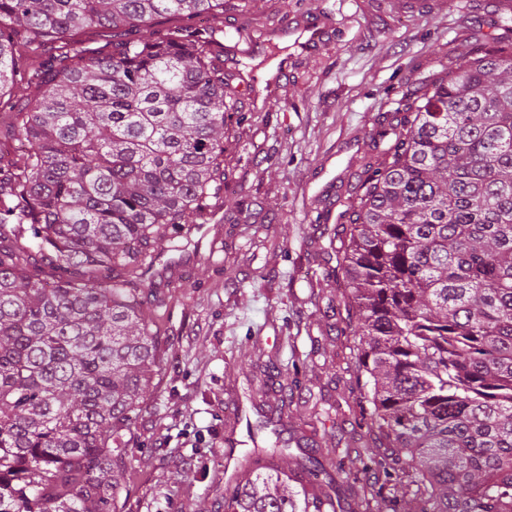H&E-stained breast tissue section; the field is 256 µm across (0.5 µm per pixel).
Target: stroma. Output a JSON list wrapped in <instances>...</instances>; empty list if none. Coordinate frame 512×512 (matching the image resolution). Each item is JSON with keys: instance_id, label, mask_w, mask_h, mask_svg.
Instances as JSON below:
<instances>
[{"instance_id": "stroma-1", "label": "stroma", "mask_w": 512, "mask_h": 512, "mask_svg": "<svg viewBox=\"0 0 512 512\" xmlns=\"http://www.w3.org/2000/svg\"><path fill=\"white\" fill-rule=\"evenodd\" d=\"M498 0H225L210 53L238 119L226 129L224 194L196 235L188 288H171L156 386L128 443L123 512H224L226 465L250 449L249 380L298 378L332 404L336 453L354 358L336 292L331 229L398 102L441 59L496 33ZM35 95L0 98V165Z\"/></svg>"}]
</instances>
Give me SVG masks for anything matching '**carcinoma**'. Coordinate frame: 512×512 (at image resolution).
Masks as SVG:
<instances>
[{
    "label": "carcinoma",
    "mask_w": 512,
    "mask_h": 512,
    "mask_svg": "<svg viewBox=\"0 0 512 512\" xmlns=\"http://www.w3.org/2000/svg\"><path fill=\"white\" fill-rule=\"evenodd\" d=\"M224 0H0V96L17 42L107 26L112 54L43 62L0 169V512H121L127 440L162 369L156 280L198 256L224 189V73L209 40L157 16ZM502 33L403 95L340 218L336 285L352 330L359 431L336 458L329 411L258 439L224 512H512V6ZM29 228H24V225ZM173 235H167V230ZM31 239L21 243L25 232ZM168 238L178 260L156 269ZM319 456L293 457L306 433Z\"/></svg>",
    "instance_id": "carcinoma-1"
}]
</instances>
